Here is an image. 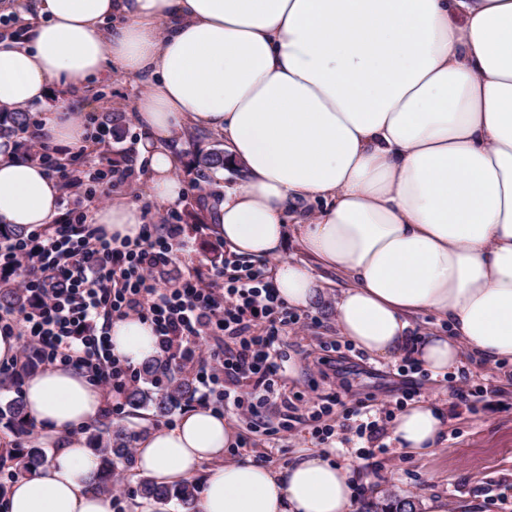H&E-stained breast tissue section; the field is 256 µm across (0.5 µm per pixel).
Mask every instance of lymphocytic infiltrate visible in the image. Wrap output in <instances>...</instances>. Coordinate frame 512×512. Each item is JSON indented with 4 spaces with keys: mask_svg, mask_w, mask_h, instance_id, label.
Here are the masks:
<instances>
[{
    "mask_svg": "<svg viewBox=\"0 0 512 512\" xmlns=\"http://www.w3.org/2000/svg\"><path fill=\"white\" fill-rule=\"evenodd\" d=\"M40 162L62 181L72 210L26 239L0 240V272L18 275V287L34 302L30 312L1 310L0 333L23 337V355L79 366L103 392L120 395L138 376L113 353L111 322L136 317L151 324L158 354L177 370H191L203 396L218 394L224 410L260 416L288 360L282 337L298 322L265 267L228 255L210 278L171 276L167 265L182 225L146 224L132 241L109 238L93 225L99 194L111 192L112 180L128 181L131 168L103 157L73 175L49 153ZM216 334L223 346H205ZM365 407L335 395L306 412L318 421L340 410L343 419H357L358 435L374 440L382 428L363 418Z\"/></svg>",
    "mask_w": 512,
    "mask_h": 512,
    "instance_id": "obj_1",
    "label": "lymphocytic infiltrate"
}]
</instances>
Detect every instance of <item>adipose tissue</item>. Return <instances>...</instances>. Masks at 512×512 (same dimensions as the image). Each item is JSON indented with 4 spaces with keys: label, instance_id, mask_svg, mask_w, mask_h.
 I'll return each mask as SVG.
<instances>
[{
    "label": "adipose tissue",
    "instance_id": "1",
    "mask_svg": "<svg viewBox=\"0 0 512 512\" xmlns=\"http://www.w3.org/2000/svg\"><path fill=\"white\" fill-rule=\"evenodd\" d=\"M23 15L28 36L0 38V106L43 102L53 80L80 90L109 63L145 79L136 151L153 199H182L162 144L174 128L223 136L239 178L210 207L214 231L239 256L276 258L289 307L324 289L280 257L292 222L306 254L343 273L336 326L356 348L383 361L409 351L454 376L466 353L512 363V0H29ZM60 206L40 163L0 149V224H49ZM94 222L132 239L143 224L122 197ZM422 311L447 332L414 335ZM111 340L133 364L156 354L136 318L113 321ZM24 401L59 442L6 512H112L74 433L101 392L58 367L31 376ZM444 431L418 402L396 413L390 441L419 457ZM234 442L229 418L194 408L139 440L136 468L166 485L202 479L198 512H352L350 466L318 450L283 469L229 462Z\"/></svg>",
    "mask_w": 512,
    "mask_h": 512
}]
</instances>
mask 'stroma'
Instances as JSON below:
<instances>
[{"mask_svg": "<svg viewBox=\"0 0 512 512\" xmlns=\"http://www.w3.org/2000/svg\"><path fill=\"white\" fill-rule=\"evenodd\" d=\"M51 95L45 103L29 106L30 121L26 130L16 132L10 145L28 142L43 119L63 107L93 133L91 144L54 145L51 154L63 163H82L106 155L127 165L139 131L132 105L148 90L146 82L127 77L112 65L106 66L101 79L82 93L63 96L58 83H51ZM123 129L121 138H113V125ZM213 133L194 127L173 131L168 148L180 158L174 175L185 192L180 205L157 206L151 198L146 170L135 167L129 198L139 204L148 224L166 222L185 227L184 241L171 253V272L192 268L211 272L216 263L217 245L221 240L211 224L193 219L195 202L207 195L212 185L201 178L192 166L196 148L223 147ZM315 276L325 286V297L311 308L300 311L295 329L282 339L281 347L289 356L279 382V394L264 408L261 417L234 414L239 436L247 438V448L228 449L230 460L263 461L284 468L303 449L327 451L332 460L357 463L354 480L356 512H384L386 505L408 502L419 506L430 495L448 501V512H459L462 502L480 501L482 512H512V365L495 368L465 360L457 379L426 374L421 379V400L437 407L446 423L441 444L423 457H409L387 450L381 453L375 442L359 437L354 426L344 425L340 415L328 423L333 432L322 438L314 422L307 419L304 401H321L339 393L345 399H360L368 404H386L398 410L404 379L394 362L377 360L362 351H342L339 373L324 376L319 363L325 357V343L338 340L334 302L343 284L340 273L315 268ZM479 391L477 403H469L454 394L455 389ZM290 420L293 428L279 442H272L266 430Z\"/></svg>", "mask_w": 512, "mask_h": 512, "instance_id": "35a3bbf8", "label": "stroma"}]
</instances>
